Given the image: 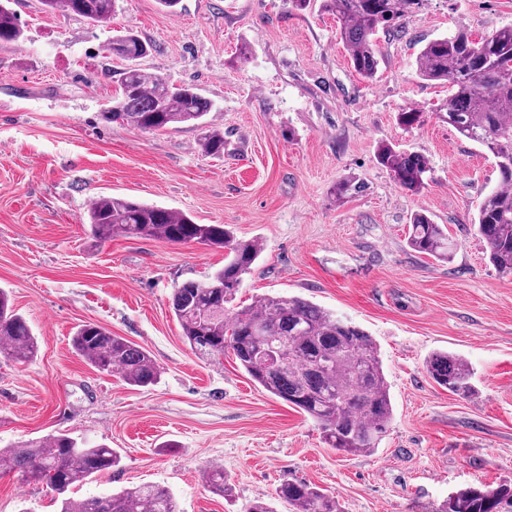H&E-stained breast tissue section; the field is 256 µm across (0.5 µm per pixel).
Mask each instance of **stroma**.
<instances>
[{
    "label": "stroma",
    "mask_w": 512,
    "mask_h": 512,
    "mask_svg": "<svg viewBox=\"0 0 512 512\" xmlns=\"http://www.w3.org/2000/svg\"><path fill=\"white\" fill-rule=\"evenodd\" d=\"M17 44H0V288L31 325L39 352L0 356V448L50 433L114 449L120 463L81 484L84 498L153 482L180 512H242L303 481L336 497L342 512H432L453 493L512 483V275L487 259L471 220L498 182L494 160L460 139L436 111L446 86L419 79L424 41L467 29L512 26V0H423L402 31L379 38L374 79L350 66L335 19L318 0H120L94 26L18 0ZM154 44L139 60L168 83H193L214 105L224 156L203 154L191 125L145 133L103 114L125 61L106 56L112 29ZM420 125H399L404 110ZM423 154L432 179L401 189L379 164L380 144ZM366 190L337 202V180ZM134 197L223 224L263 254L235 305L261 294L301 296L367 330L379 348L394 406L371 454L328 447L320 428L262 390L232 355L199 359L169 308L178 284L224 264L220 248L115 237L99 244L84 221L102 196ZM446 225L450 259L413 252L418 211ZM95 322L147 350L155 386L127 385L71 348ZM462 355L475 395L440 388L425 362ZM219 466L229 497L203 472ZM45 486L0 472V512H59Z\"/></svg>",
    "instance_id": "35a3bbf8"
}]
</instances>
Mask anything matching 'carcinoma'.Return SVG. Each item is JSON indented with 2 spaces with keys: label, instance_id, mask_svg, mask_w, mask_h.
<instances>
[{
  "label": "carcinoma",
  "instance_id": "carcinoma-1",
  "mask_svg": "<svg viewBox=\"0 0 512 512\" xmlns=\"http://www.w3.org/2000/svg\"><path fill=\"white\" fill-rule=\"evenodd\" d=\"M44 10L71 13L90 23L112 19L117 0H41ZM421 0H321L323 12L336 18L352 68L374 78L381 53L379 31H398ZM24 27L0 0V43H18ZM152 45L131 30L119 31L103 51L128 62L119 91L105 118L130 122L144 132H161L190 124L199 131L202 152L224 157V131L208 115L211 101L193 84L174 86L145 73L136 61ZM421 79L450 88L442 121L457 135L478 144L495 159L498 184L482 198L474 227L489 248L488 260L512 274V26L474 37L461 30L428 41L416 58ZM378 161L402 188L418 193L431 173L429 160L390 143L378 148ZM364 191L353 179L336 181L332 192L344 201ZM91 239L104 243L121 236L195 242L226 250L224 266L206 280H186L173 289L169 307L192 351L212 361L232 352L239 366L265 392L315 421L328 446L346 454H369L378 447L393 418L390 389L375 339L364 329L300 296L259 295L241 311L231 309L236 295L263 251L257 240H239L222 224H197L187 214L135 199L102 196L86 218ZM409 247L420 255L446 260L457 248L445 225L425 212L415 213L408 228ZM73 351L100 372L121 374L125 383L148 388L161 371L148 351L96 323H86L72 337ZM39 351L37 337L0 289V353L17 363ZM429 377L462 397L474 391V372L466 359L432 353ZM116 451L66 433L50 434L11 448H0V467L43 483L61 512H180L165 487L142 483L110 494L83 499L73 488L118 465ZM208 490L230 492L224 469L205 471ZM275 500L289 512H340L336 498L302 481H283ZM433 512H512V484L460 490Z\"/></svg>",
  "mask_w": 512,
  "mask_h": 512
}]
</instances>
